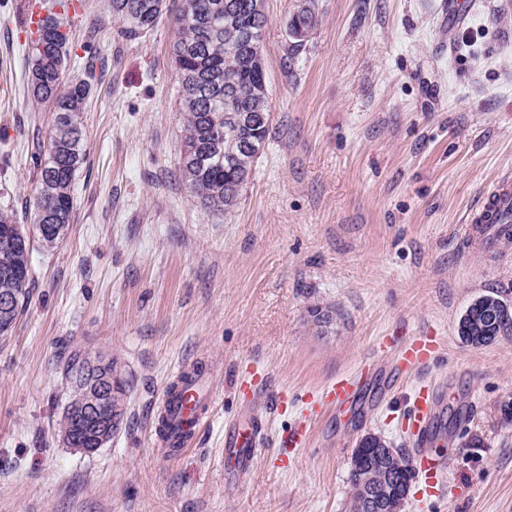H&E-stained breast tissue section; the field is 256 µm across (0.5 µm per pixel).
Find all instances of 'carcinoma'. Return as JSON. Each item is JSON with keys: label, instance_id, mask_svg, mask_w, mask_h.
I'll return each instance as SVG.
<instances>
[{"label": "carcinoma", "instance_id": "carcinoma-1", "mask_svg": "<svg viewBox=\"0 0 512 512\" xmlns=\"http://www.w3.org/2000/svg\"><path fill=\"white\" fill-rule=\"evenodd\" d=\"M235 5L240 27L255 33L253 46L238 44L236 36L224 32V3ZM194 18H178V34L171 56L180 76L179 105L182 138L179 172L201 206L217 213H229L239 204L247 179L239 177L240 164L252 172L262 156L271 123L258 121L241 127L235 122L236 109L257 116L270 114L262 30L266 16L256 17L253 0H189ZM113 18L122 23L121 32L138 38L153 29L162 15L165 0H109ZM311 7L302 8L289 21L295 46L302 45L314 28ZM68 34L60 23L44 20L28 52V91L40 105L53 107L54 124L49 134L44 161L40 163L38 186L33 202V224L41 226L59 241L73 223V180L86 160L83 114L90 84L66 77ZM30 241L14 211H0V299H13V306L0 308V337L14 328L30 296ZM310 312L325 333L332 325L334 310L314 305ZM508 336L512 325L477 323L461 319L457 335L465 343L471 336ZM100 368L85 360L69 373L70 397L59 423L60 440L73 439L81 448L107 443L119 429L125 414V383L114 381L112 423L102 426L97 419L78 416L85 390ZM388 465L401 478L412 482L415 470L409 457L399 449L388 456ZM381 482L377 470H364L350 483V512H356L363 494Z\"/></svg>", "mask_w": 512, "mask_h": 512}]
</instances>
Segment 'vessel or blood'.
Here are the masks:
<instances>
[{
	"label": "vessel or blood",
	"instance_id": "vessel-or-blood-1",
	"mask_svg": "<svg viewBox=\"0 0 512 512\" xmlns=\"http://www.w3.org/2000/svg\"><path fill=\"white\" fill-rule=\"evenodd\" d=\"M512 221V175H506L494 182L484 192L479 205L471 211L466 228L469 244L493 252L500 239L504 238V224ZM432 337L421 336L410 340L397 352L392 369L395 375L403 377L411 370L425 363L435 351ZM355 391L350 378H338L327 387L324 398L327 403L343 405L348 403ZM210 396V388L204 380H196L182 387L179 395L165 398L170 422L169 442L172 445L185 446L186 433L196 431L200 426L204 402ZM431 413V393L421 391L414 401L410 417L420 442L416 448V459L421 469L433 471L434 457L431 449L426 448L428 437L427 423ZM263 440L261 423L248 427H229L224 434V453L232 458L236 465L237 477L247 475L260 450Z\"/></svg>",
	"mask_w": 512,
	"mask_h": 512
}]
</instances>
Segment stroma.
I'll return each instance as SVG.
<instances>
[{
  "label": "stroma",
  "mask_w": 512,
  "mask_h": 512,
  "mask_svg": "<svg viewBox=\"0 0 512 512\" xmlns=\"http://www.w3.org/2000/svg\"><path fill=\"white\" fill-rule=\"evenodd\" d=\"M24 0H0V209L35 195L52 114L30 99ZM70 32V77L89 79L87 158L73 224L32 239L29 303L0 339V512H348L365 433L412 453L413 397L431 386L430 446L402 512H512V336L472 347L455 324L478 296L512 302V239L465 242L469 212L512 173V0H265L272 128L238 207L200 206L179 170L180 79L171 58L182 0L154 30L121 35L109 0ZM316 25L290 54L288 22ZM94 59V71L84 63ZM333 307L326 335L309 309ZM432 336L437 353L399 382L392 354ZM113 360L127 382L119 430L91 454L58 423L72 364ZM202 367L212 402L193 444L159 453L165 388ZM339 376L353 405H312ZM267 431L252 473L224 482V428L245 410ZM304 426L308 440L281 447Z\"/></svg>",
  "instance_id": "1"
}]
</instances>
